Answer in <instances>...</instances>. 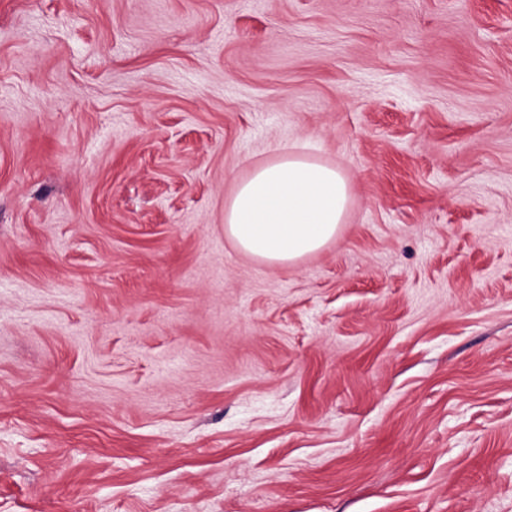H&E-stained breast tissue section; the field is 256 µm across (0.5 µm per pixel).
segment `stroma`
<instances>
[{"label":"stroma","mask_w":512,"mask_h":512,"mask_svg":"<svg viewBox=\"0 0 512 512\" xmlns=\"http://www.w3.org/2000/svg\"><path fill=\"white\" fill-rule=\"evenodd\" d=\"M0 512H512V0H0ZM350 202L342 172L285 153L236 184L224 201V235L255 259L294 265L336 239Z\"/></svg>","instance_id":"35a3bbf8"}]
</instances>
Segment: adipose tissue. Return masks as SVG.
<instances>
[{"label": "adipose tissue", "mask_w": 512, "mask_h": 512, "mask_svg": "<svg viewBox=\"0 0 512 512\" xmlns=\"http://www.w3.org/2000/svg\"><path fill=\"white\" fill-rule=\"evenodd\" d=\"M350 202L342 172L285 153L237 183L224 202V233L255 259L294 265L335 240Z\"/></svg>", "instance_id": "ef3b65f1"}]
</instances>
